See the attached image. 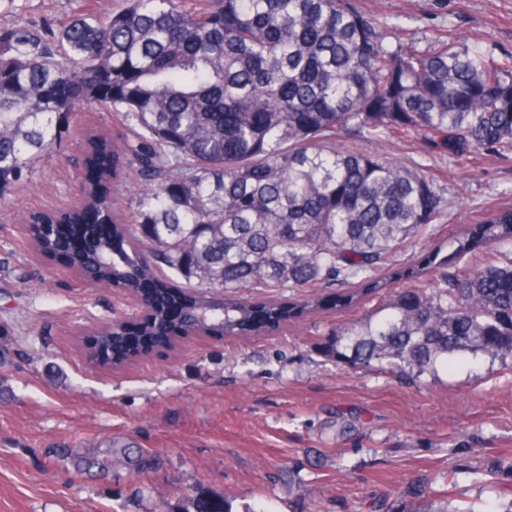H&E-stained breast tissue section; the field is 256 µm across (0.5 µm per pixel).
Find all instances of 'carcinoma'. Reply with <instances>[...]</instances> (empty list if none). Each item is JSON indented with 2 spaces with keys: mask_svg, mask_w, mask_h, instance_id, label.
Masks as SVG:
<instances>
[{
  "mask_svg": "<svg viewBox=\"0 0 512 512\" xmlns=\"http://www.w3.org/2000/svg\"><path fill=\"white\" fill-rule=\"evenodd\" d=\"M92 104L126 132L89 133L78 200L32 223L69 239L84 279L140 300L138 327L100 332L115 349L179 329L258 336L407 279L383 315L336 332L339 360L419 381L459 354L512 357V205L396 270L448 199L421 167L340 143L413 135L450 158L512 154V54L389 42L357 0H126L104 18L0 26V192ZM127 176L125 208L112 184ZM487 244L497 254L471 264Z\"/></svg>",
  "mask_w": 512,
  "mask_h": 512,
  "instance_id": "carcinoma-1",
  "label": "carcinoma"
}]
</instances>
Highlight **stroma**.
<instances>
[{"instance_id": "1", "label": "stroma", "mask_w": 512, "mask_h": 512, "mask_svg": "<svg viewBox=\"0 0 512 512\" xmlns=\"http://www.w3.org/2000/svg\"><path fill=\"white\" fill-rule=\"evenodd\" d=\"M81 0H18L1 25L52 19ZM381 30L418 50L436 34L512 53V0H378ZM88 129L114 114L78 113L30 184L0 199V512H512V358L449 360L409 384L340 362L343 324L367 318L373 294L341 314L288 321L261 336L194 334L103 363L97 331L141 314L62 257L36 252L25 216L70 206L85 179ZM434 176L442 223L395 257L451 250L466 225L512 203V159L452 160L414 138L360 140ZM129 445L105 470L77 455Z\"/></svg>"}]
</instances>
